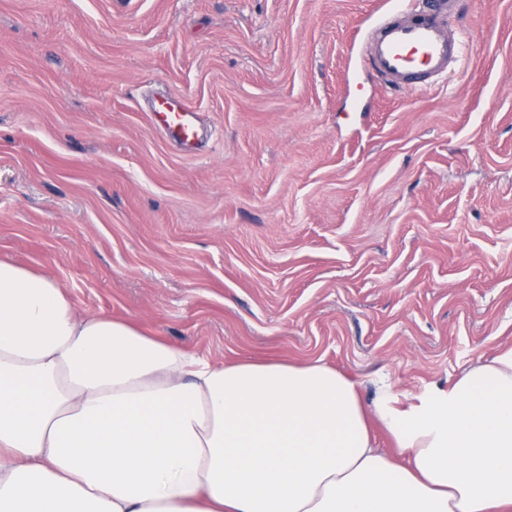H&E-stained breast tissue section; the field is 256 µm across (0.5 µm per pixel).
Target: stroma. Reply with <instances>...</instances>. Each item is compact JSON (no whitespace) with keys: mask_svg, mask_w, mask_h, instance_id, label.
<instances>
[{"mask_svg":"<svg viewBox=\"0 0 512 512\" xmlns=\"http://www.w3.org/2000/svg\"><path fill=\"white\" fill-rule=\"evenodd\" d=\"M388 0H0V258L215 363L411 399L512 347V0L385 88ZM179 97L182 147L150 105ZM153 117L169 139L190 146L199 136L195 112L188 109L179 99L168 96L153 105Z\"/></svg>","mask_w":512,"mask_h":512,"instance_id":"1","label":"stroma"}]
</instances>
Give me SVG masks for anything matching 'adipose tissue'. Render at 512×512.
I'll return each mask as SVG.
<instances>
[{
  "mask_svg": "<svg viewBox=\"0 0 512 512\" xmlns=\"http://www.w3.org/2000/svg\"><path fill=\"white\" fill-rule=\"evenodd\" d=\"M0 512H512V347L367 401L322 360L217 365L0 260Z\"/></svg>",
  "mask_w": 512,
  "mask_h": 512,
  "instance_id": "obj_1",
  "label": "adipose tissue"
}]
</instances>
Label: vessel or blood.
<instances>
[{
  "label": "vessel or blood",
  "instance_id": "obj_1",
  "mask_svg": "<svg viewBox=\"0 0 512 512\" xmlns=\"http://www.w3.org/2000/svg\"><path fill=\"white\" fill-rule=\"evenodd\" d=\"M406 18H388L369 35V66L394 90L416 92L444 78L461 47L447 30L456 0H409ZM153 117L169 139L195 143L199 129L195 114L179 99L168 96L153 105Z\"/></svg>",
  "mask_w": 512,
  "mask_h": 512
}]
</instances>
